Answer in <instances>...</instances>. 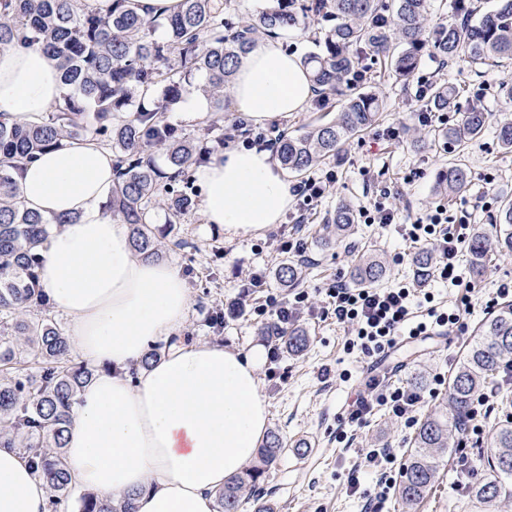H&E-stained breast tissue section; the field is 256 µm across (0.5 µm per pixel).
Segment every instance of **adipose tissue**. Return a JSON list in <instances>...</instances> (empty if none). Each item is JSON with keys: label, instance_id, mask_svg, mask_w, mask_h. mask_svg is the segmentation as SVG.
Instances as JSON below:
<instances>
[{"label": "adipose tissue", "instance_id": "1", "mask_svg": "<svg viewBox=\"0 0 512 512\" xmlns=\"http://www.w3.org/2000/svg\"><path fill=\"white\" fill-rule=\"evenodd\" d=\"M233 106L258 121L297 112L312 84L296 55L257 43L232 77ZM53 58L40 47L0 48V122L34 124L62 98ZM115 157L93 139L46 151L17 172L24 205L73 216L41 253L40 285L71 321L73 346L99 373L73 406L65 443L72 482L100 497L132 495L134 512H216L225 482L256 454L268 407L260 351L173 342L189 290L171 264L134 253L125 225L102 208ZM205 223L228 237L279 223L290 193L269 150L235 147L195 172ZM162 359L135 364L156 343ZM47 491L19 452L0 448V512H45Z\"/></svg>", "mask_w": 512, "mask_h": 512}]
</instances>
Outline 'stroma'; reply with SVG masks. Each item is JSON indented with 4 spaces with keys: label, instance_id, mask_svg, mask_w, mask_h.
<instances>
[{
    "label": "stroma",
    "instance_id": "obj_1",
    "mask_svg": "<svg viewBox=\"0 0 512 512\" xmlns=\"http://www.w3.org/2000/svg\"><path fill=\"white\" fill-rule=\"evenodd\" d=\"M435 76L458 86L457 112L478 102L495 118L512 119V105L504 104L497 95L501 81L512 76V62L474 74L454 65L441 66L437 57H423L420 79ZM364 87L382 103L379 123L350 139L341 156L326 159L310 174L287 177L293 189L304 185L309 177L321 178L327 185L322 197L308 204L292 197L279 224L264 233L231 240L217 226L205 223L196 208L180 218L159 251L160 260L179 270L190 292V309L179 333L182 340L213 342L217 335L207 324L209 314L235 297L243 295L248 300L249 310L225 317L219 336L226 348L266 352L258 377L268 405V427L279 431L287 442L276 464L260 479L269 512H371L367 493L380 482L382 468L365 466L366 455L387 452L397 462H404L414 430L383 406L377 407L364 424L351 423L350 397L360 395L366 380L374 376L385 385L422 393V400L412 409L414 419H421L448 396L444 385L438 387L437 395H430L434 375L450 377L463 348L473 340L479 321L499 304L500 286L512 283V256L490 261L484 275L476 278L469 271L468 253H461L464 287L447 288L434 280L427 286L444 307L466 305L462 329L446 339L435 336L411 341L389 359L373 363L360 351L348 350L351 329L327 314L325 291L337 280L351 281L361 255L371 253L384 262L388 269L384 287L413 284L411 261L416 248L406 236L408 224L441 203L452 214L468 210L474 226L485 228L495 212L497 196L512 195V153L500 150L493 129H486L463 150H447L434 141L441 120L432 119L426 126L413 120V113L425 107L415 86L406 87L388 77H370ZM334 117V112L311 103L302 111L256 124L235 112L229 99L215 123L175 109L167 114L170 123L200 139L213 156L246 145L260 134L269 138L298 134L311 123ZM237 124L243 125V132H234ZM451 163L468 169L471 186L464 196L444 199L435 194L434 186L439 172ZM378 199L394 210L393 223L358 225L355 233L342 241L323 232V224L340 201L360 208ZM178 239L185 240V247H175ZM286 240L302 242L310 258L305 278L296 290L282 287L275 277L278 265L288 258L280 248ZM255 274L263 279L257 287L251 283ZM299 291L308 295L296 317L297 325L308 336V347L295 355L260 335L262 321L254 308L264 304L268 296L286 300ZM506 390L512 392V377L501 378L498 391L490 393L480 434L468 430L458 435L464 450H453L450 457L440 461L432 490L414 512H477L460 487L468 475L460 456H486L493 424L512 418V406L504 410L498 406L499 394ZM353 472L359 475L360 488L350 492L346 485Z\"/></svg>",
    "mask_w": 512,
    "mask_h": 512
}]
</instances>
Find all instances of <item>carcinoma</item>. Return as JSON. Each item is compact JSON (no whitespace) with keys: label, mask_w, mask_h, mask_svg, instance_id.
Wrapping results in <instances>:
<instances>
[{"label":"carcinoma","mask_w":512,"mask_h":512,"mask_svg":"<svg viewBox=\"0 0 512 512\" xmlns=\"http://www.w3.org/2000/svg\"><path fill=\"white\" fill-rule=\"evenodd\" d=\"M232 0H180L169 15L138 12L131 0H112L105 15L83 11L77 0H0V48L40 46L57 62L65 93L41 123L0 124V448L22 451L28 466L54 493L72 487L65 454L71 409L78 393L95 377V370L72 357L69 339L50 316V303L38 284L40 251L50 234L74 221L72 216L46 219L19 201L13 172L35 161L45 150L88 136L112 147L116 182L109 209L127 224L134 250L158 256L152 211L167 212L173 225L194 205L189 173L205 159L202 148L184 137L165 116L167 105L185 86L200 77L203 91L224 109V89L230 86L239 57L256 42V35H277L314 19L315 50L301 58L316 91L343 97L335 119L283 138L276 149L281 166L301 174L329 157H337L353 136L373 127L382 116L381 103L361 90L365 61L396 81L418 79L421 60L431 53L448 63L463 62L470 71L512 60V0H493L484 10L474 0H451L453 20L430 21L436 0H270L268 7L247 21L230 15ZM164 37L155 38L157 29ZM427 103L434 112H451L459 88L442 79L425 82ZM490 114L473 107L460 119L435 131L450 145L463 147L482 136ZM501 148L512 152V122L496 126ZM165 150L170 173L153 160V149ZM448 196L469 189L466 169L458 164L438 177ZM328 223L336 236L351 233L356 214L340 203ZM494 224L496 241L483 232L467 243L474 275H481L493 251L512 254V199L500 201ZM303 264L288 262L277 272L279 282L296 286ZM431 250H419L412 260L413 276L432 275ZM386 266L362 256L353 270L359 286L384 280ZM265 336L285 338L288 350L307 347L305 331L291 326L281 331L272 322ZM512 362V301L503 302L477 327L451 376L448 406L424 416L413 448L402 465L398 496L412 508L434 486L439 459L454 447L472 417L474 400L495 386L507 362ZM286 444L276 432L258 448L259 464L224 484L218 498L224 512H239L244 492L254 490L265 468L273 465ZM482 476L467 494L495 512L498 500L511 492L512 422L494 428L489 437ZM80 512H133L128 498L104 500L93 492L81 498Z\"/></svg>","instance_id":"cac0c4a2"}]
</instances>
